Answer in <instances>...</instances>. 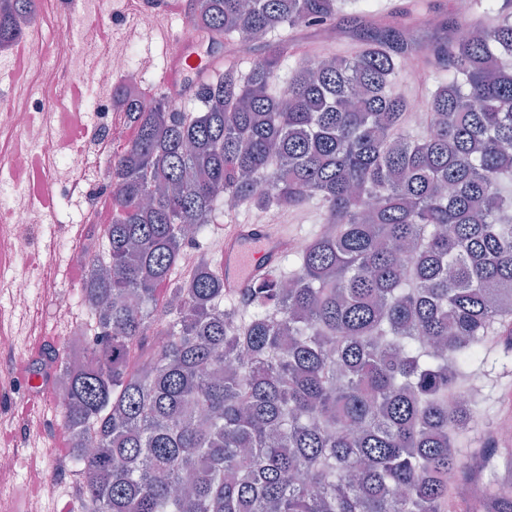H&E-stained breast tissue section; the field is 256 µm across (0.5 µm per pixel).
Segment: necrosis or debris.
I'll return each instance as SVG.
<instances>
[{"mask_svg":"<svg viewBox=\"0 0 512 512\" xmlns=\"http://www.w3.org/2000/svg\"><path fill=\"white\" fill-rule=\"evenodd\" d=\"M90 58L89 77L99 87L111 89L116 75L127 73L124 55L88 44L78 47L70 33L56 37L52 66L40 67L30 80L37 87H65L63 74L77 50ZM38 101L0 104V261L19 264L20 270L8 281L10 290L6 315L30 312V297L39 282L47 280L46 270L60 251L50 235L38 236L39 227L50 225L54 213L44 204L56 186L73 188L87 201L85 223H95L97 213L89 203L100 188L97 177L103 164L118 155L127 138L117 123L118 110L112 99L91 106L81 95H70L63 113L50 117ZM13 454L0 452V504L12 499L18 478ZM38 489L24 504V512H43L42 503L58 498L61 486L51 472L32 471L23 476Z\"/></svg>","mask_w":512,"mask_h":512,"instance_id":"1","label":"necrosis or debris"}]
</instances>
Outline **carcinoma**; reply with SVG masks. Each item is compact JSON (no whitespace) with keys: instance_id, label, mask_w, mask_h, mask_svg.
I'll list each match as a JSON object with an SVG mask.
<instances>
[{"instance_id":"cac0c4a2","label":"carcinoma","mask_w":512,"mask_h":512,"mask_svg":"<svg viewBox=\"0 0 512 512\" xmlns=\"http://www.w3.org/2000/svg\"><path fill=\"white\" fill-rule=\"evenodd\" d=\"M195 2L198 33L263 53L200 82L198 112L112 88L133 136L82 282L93 340L54 364L79 512H512V450L463 447L483 419L469 368L512 360V340L485 345L512 321V0L427 45L365 27L286 92L269 34L327 24L336 0ZM34 11L0 0L1 47ZM412 55L443 71L420 137L387 91ZM226 197L317 198L323 228L230 295L205 252L179 273L184 228L206 232Z\"/></svg>"}]
</instances>
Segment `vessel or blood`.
Instances as JSON below:
<instances>
[{
  "label": "vessel or blood",
  "mask_w": 512,
  "mask_h": 512,
  "mask_svg": "<svg viewBox=\"0 0 512 512\" xmlns=\"http://www.w3.org/2000/svg\"><path fill=\"white\" fill-rule=\"evenodd\" d=\"M159 38L169 47V64L162 83L180 93L191 92L221 56L218 48L200 54L194 42L170 29L160 30ZM291 239L284 231L268 224H233L224 231L218 272L224 289L242 293L254 281L264 278L268 269L285 254Z\"/></svg>",
  "instance_id": "b4317fda"
}]
</instances>
